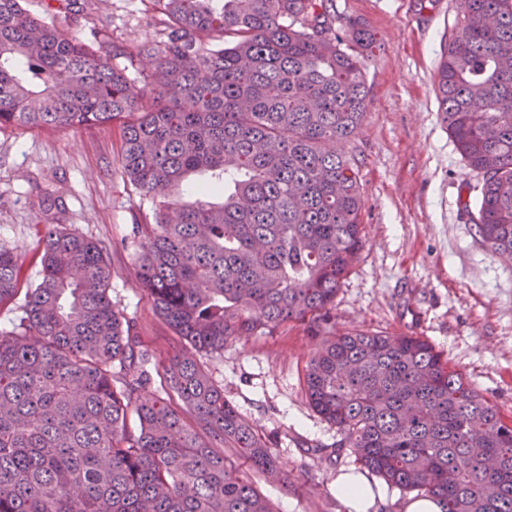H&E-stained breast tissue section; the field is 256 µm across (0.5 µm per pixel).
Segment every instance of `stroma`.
I'll list each match as a JSON object with an SVG mask.
<instances>
[{
  "label": "stroma",
  "instance_id": "stroma-1",
  "mask_svg": "<svg viewBox=\"0 0 512 512\" xmlns=\"http://www.w3.org/2000/svg\"><path fill=\"white\" fill-rule=\"evenodd\" d=\"M333 23L373 35L359 51L366 113L345 147L359 169L364 247L336 297V324L426 337L450 367L512 417V260L482 246L473 208L482 177L457 152L439 110L437 67L455 41L466 0H333ZM57 27L91 46L128 48L130 77L153 68L140 45L160 39V16L144 0H94ZM118 125L0 128V247L36 276L44 227L60 224L107 245L113 303L134 318L152 363L181 347L135 277L136 218L155 203L125 177ZM316 340L291 326L241 336L203 357L224 396L272 442L288 484L253 475L275 512H346L333 482L355 469L333 452L336 430L310 407L304 369Z\"/></svg>",
  "mask_w": 512,
  "mask_h": 512
}]
</instances>
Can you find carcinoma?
Listing matches in <instances>:
<instances>
[{"label":"carcinoma","instance_id":"1","mask_svg":"<svg viewBox=\"0 0 512 512\" xmlns=\"http://www.w3.org/2000/svg\"><path fill=\"white\" fill-rule=\"evenodd\" d=\"M149 2L163 29L141 48L155 67L140 84L117 63L125 50L0 0V127L117 123L123 173L146 195L210 176L194 204L161 201L133 225L136 277L184 343L153 370L112 303L105 245L45 225L34 283L0 247V309L24 296L0 329V512H274L241 472L280 477L270 439L197 354L290 324L322 337L304 381L335 451L441 512H512V419L424 337L336 327L363 249L343 147L367 98L343 45L372 34L335 29L333 0ZM437 74L448 133L483 178L478 240L512 259V0H468Z\"/></svg>","mask_w":512,"mask_h":512}]
</instances>
